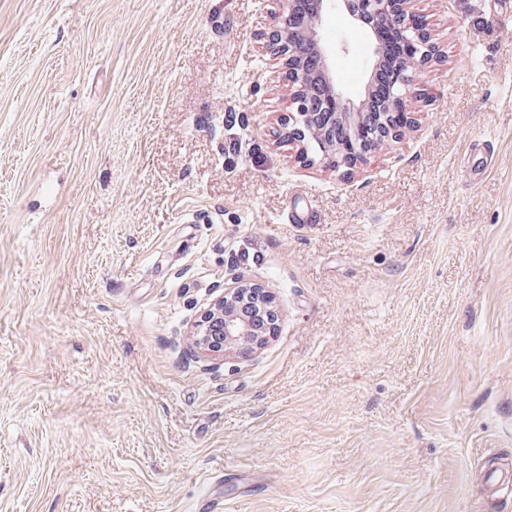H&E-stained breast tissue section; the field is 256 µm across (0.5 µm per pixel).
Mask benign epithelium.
<instances>
[{
    "instance_id": "benign-epithelium-1",
    "label": "benign epithelium",
    "mask_w": 512,
    "mask_h": 512,
    "mask_svg": "<svg viewBox=\"0 0 512 512\" xmlns=\"http://www.w3.org/2000/svg\"><path fill=\"white\" fill-rule=\"evenodd\" d=\"M265 32L268 47L287 69L296 111L288 116V141L299 155H309L315 145L321 159L336 169L357 166L363 155L411 124L408 98L437 55L428 16L416 8L417 0H279ZM343 12L370 35L373 64L362 91L346 95L330 64L331 49L321 29L331 8ZM397 29L416 45L385 82L379 81L383 57L394 51L389 31ZM383 100L380 138L373 146L352 152L342 141H359L366 101ZM269 290L257 284H235L200 314L191 331L192 349L198 357H222L227 351L243 356L267 346L278 320Z\"/></svg>"
}]
</instances>
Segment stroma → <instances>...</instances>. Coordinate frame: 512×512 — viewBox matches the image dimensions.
Here are the masks:
<instances>
[{"label": "stroma", "mask_w": 512, "mask_h": 512, "mask_svg": "<svg viewBox=\"0 0 512 512\" xmlns=\"http://www.w3.org/2000/svg\"><path fill=\"white\" fill-rule=\"evenodd\" d=\"M418 6L415 124L344 172L278 0H0V512H512V0ZM236 281L275 337L195 358Z\"/></svg>", "instance_id": "1"}]
</instances>
